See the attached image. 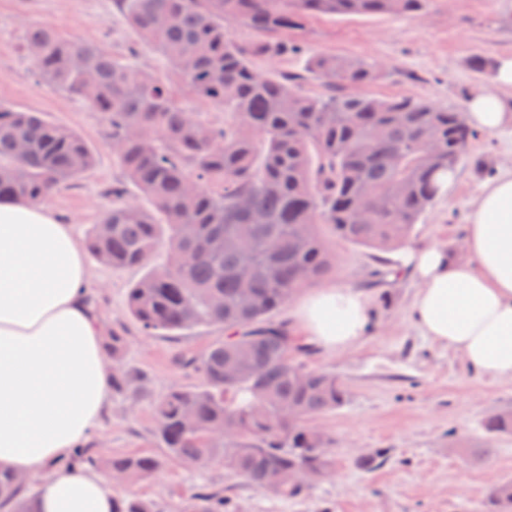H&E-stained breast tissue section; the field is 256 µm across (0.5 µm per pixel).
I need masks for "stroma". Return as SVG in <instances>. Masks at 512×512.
Segmentation results:
<instances>
[{"label":"stroma","instance_id":"obj_1","mask_svg":"<svg viewBox=\"0 0 512 512\" xmlns=\"http://www.w3.org/2000/svg\"><path fill=\"white\" fill-rule=\"evenodd\" d=\"M48 24L63 36L97 45L158 74L162 59L138 45L114 0H0V105L38 112L49 121L78 131L97 155L82 178L48 202L78 238L99 223L110 203L113 183L124 180L107 144L98 112L85 101L37 82L25 37L33 25ZM230 38L249 51L265 71L303 73L314 54L340 55L377 63L381 77L366 93L431 100L459 110L471 96L495 89L496 64L512 56V0H429L418 16L317 15L289 31L299 54L276 59L252 55L261 39L246 24L225 26ZM484 56L481 72L471 65ZM512 170V125L480 132L458 164L453 181L425 212L410 247L441 246L458 253L467 234L470 208L488 181ZM336 271L327 282L361 292L369 301L364 337L343 352H328L309 337L308 368L335 373L348 389L347 402L322 415L317 424L336 441V469L296 498H280L252 487L217 464L196 466L167 461L134 493L159 504L162 512H182L198 487L223 489L242 512H482L488 488L512 478V435L489 439L483 422L494 409H512V378L476 373L462 354L440 346L414 326L410 305L417 289L412 271L398 279L374 277L372 251L333 242ZM89 299L104 331L128 340L123 361L147 373L145 390L112 399L109 415L93 440L105 457L153 450L152 401L189 376L176 364L185 349L204 350L224 332L212 328L183 336H147L125 313L126 293L139 279L136 270L114 271L89 262ZM491 449L482 458L481 449ZM386 450L375 466L357 458Z\"/></svg>","mask_w":512,"mask_h":512}]
</instances>
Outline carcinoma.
I'll use <instances>...</instances> for the list:
<instances>
[{
  "mask_svg": "<svg viewBox=\"0 0 512 512\" xmlns=\"http://www.w3.org/2000/svg\"><path fill=\"white\" fill-rule=\"evenodd\" d=\"M138 39L168 63L158 78L102 48L34 27L26 48L45 85L86 100L102 117L112 154L144 207L112 185L111 204L85 247L100 265L144 268L128 288L126 311L148 336L210 327L224 338L182 351L179 367L197 376L152 403L153 441L164 455L103 459L90 445L67 466H104L117 483L154 476L164 460L220 464L264 492L295 498L332 474L335 439L314 421L342 407L335 374L306 367L286 324L269 317L303 288L336 271L321 232L376 252L410 239L477 132L458 110L425 99L348 93L380 76L358 58L316 55L307 66L327 88L306 93L298 77L257 70L228 37L242 21L277 35L320 14L405 16L429 0H117ZM288 39L259 52L282 57ZM224 110L215 124L183 102ZM96 154L74 129L38 112L0 106V199L42 203L90 170ZM127 339L112 330V394L135 379L122 362ZM135 381L143 385L146 376ZM489 438L512 433V411L492 410ZM29 487L0 468V512H21ZM485 512H512V479L492 486ZM112 512H155L138 496L115 497ZM184 512H239L206 488Z\"/></svg>",
  "mask_w": 512,
  "mask_h": 512,
  "instance_id": "carcinoma-1",
  "label": "carcinoma"
}]
</instances>
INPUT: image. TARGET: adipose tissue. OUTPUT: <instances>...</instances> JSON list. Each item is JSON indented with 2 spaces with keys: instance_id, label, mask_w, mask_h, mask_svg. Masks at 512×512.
I'll list each match as a JSON object with an SVG mask.
<instances>
[{
  "instance_id": "ef3b65f1",
  "label": "adipose tissue",
  "mask_w": 512,
  "mask_h": 512,
  "mask_svg": "<svg viewBox=\"0 0 512 512\" xmlns=\"http://www.w3.org/2000/svg\"><path fill=\"white\" fill-rule=\"evenodd\" d=\"M499 89L468 103L466 121L495 131L512 124V56ZM465 259L437 246L413 250L418 280L411 314L436 343L474 371L512 377V171L476 199ZM84 252L72 225L46 205L0 201V466L35 480L27 512H112L114 492L94 469H57L103 423L112 365L87 295ZM300 331L325 350L354 346L369 323L360 293L328 285L296 307Z\"/></svg>"
}]
</instances>
